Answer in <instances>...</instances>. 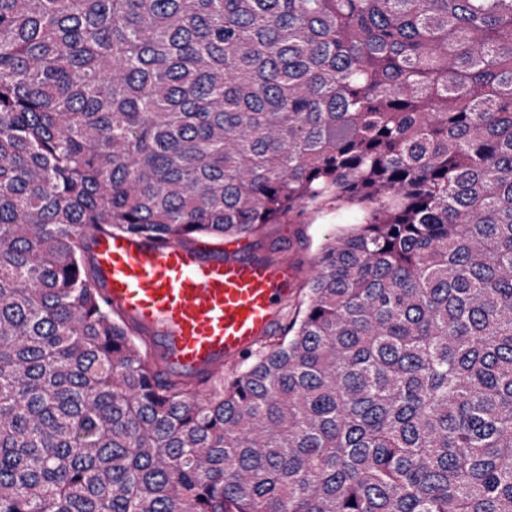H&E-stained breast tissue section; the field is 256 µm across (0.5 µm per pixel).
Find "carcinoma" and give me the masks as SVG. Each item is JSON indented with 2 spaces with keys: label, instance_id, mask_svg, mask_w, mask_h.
Listing matches in <instances>:
<instances>
[{
  "label": "carcinoma",
  "instance_id": "obj_1",
  "mask_svg": "<svg viewBox=\"0 0 512 512\" xmlns=\"http://www.w3.org/2000/svg\"><path fill=\"white\" fill-rule=\"evenodd\" d=\"M330 201L207 398L94 288ZM0 512H512V0H0Z\"/></svg>",
  "mask_w": 512,
  "mask_h": 512
}]
</instances>
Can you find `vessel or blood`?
Wrapping results in <instances>:
<instances>
[{
    "instance_id": "1",
    "label": "vessel or blood",
    "mask_w": 512,
    "mask_h": 512,
    "mask_svg": "<svg viewBox=\"0 0 512 512\" xmlns=\"http://www.w3.org/2000/svg\"><path fill=\"white\" fill-rule=\"evenodd\" d=\"M91 255L104 303L158 344L164 371L200 380L267 336L295 283L288 263L206 244H167L96 229Z\"/></svg>"
}]
</instances>
